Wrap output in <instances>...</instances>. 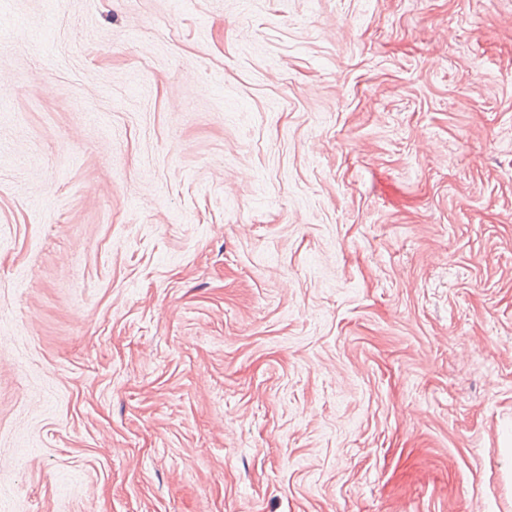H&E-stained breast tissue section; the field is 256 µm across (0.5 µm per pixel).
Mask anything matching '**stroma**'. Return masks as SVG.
<instances>
[{"label": "stroma", "mask_w": 512, "mask_h": 512, "mask_svg": "<svg viewBox=\"0 0 512 512\" xmlns=\"http://www.w3.org/2000/svg\"><path fill=\"white\" fill-rule=\"evenodd\" d=\"M0 512H512V0H0Z\"/></svg>", "instance_id": "1"}]
</instances>
